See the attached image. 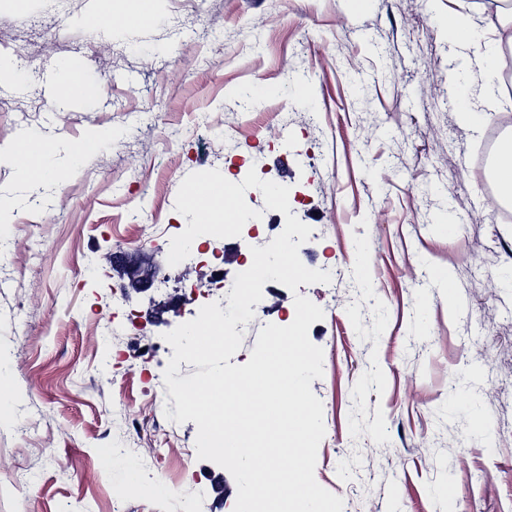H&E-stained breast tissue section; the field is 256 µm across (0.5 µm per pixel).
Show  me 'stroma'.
<instances>
[{
  "label": "stroma",
  "instance_id": "stroma-1",
  "mask_svg": "<svg viewBox=\"0 0 512 512\" xmlns=\"http://www.w3.org/2000/svg\"><path fill=\"white\" fill-rule=\"evenodd\" d=\"M473 0H151L152 21L114 26L99 0H0V61L32 59L34 77L0 78V349L13 403L0 413V512H228L233 476L184 461L197 425L150 404L173 355L163 311L189 256L169 265L178 189L192 173L239 165L290 189L311 229V269L347 254L336 292L264 293L239 351L294 318L295 295L321 307L309 329L324 351L311 389L326 433L315 478L344 512H512V223L473 160L489 128L512 134V100L484 102L495 70L468 65L439 28ZM87 84L64 97L71 62ZM258 82L273 93L240 103ZM309 83L313 104L284 93ZM468 88L472 128L448 108ZM112 136L72 161L101 131ZM56 144L47 178L24 179L25 132ZM147 255L151 287L112 297L114 252ZM142 311L153 355L117 357ZM137 419L138 454L105 464Z\"/></svg>",
  "mask_w": 512,
  "mask_h": 512
}]
</instances>
